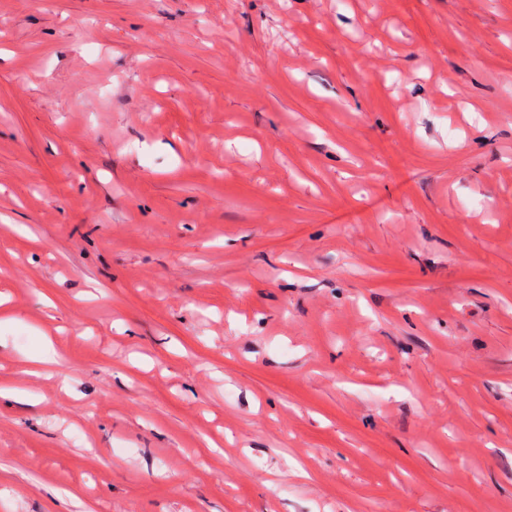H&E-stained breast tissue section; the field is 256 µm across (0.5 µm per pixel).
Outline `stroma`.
<instances>
[{"mask_svg":"<svg viewBox=\"0 0 512 512\" xmlns=\"http://www.w3.org/2000/svg\"><path fill=\"white\" fill-rule=\"evenodd\" d=\"M0 512H512V0H0Z\"/></svg>","mask_w":512,"mask_h":512,"instance_id":"obj_1","label":"stroma"}]
</instances>
